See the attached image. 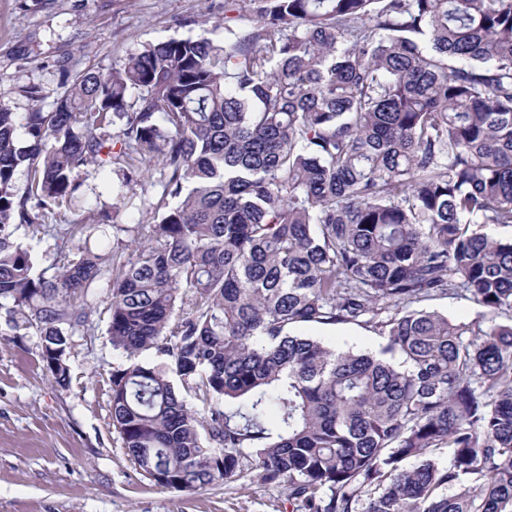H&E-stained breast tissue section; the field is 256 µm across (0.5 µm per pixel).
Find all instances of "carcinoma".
Returning <instances> with one entry per match:
<instances>
[{"mask_svg": "<svg viewBox=\"0 0 512 512\" xmlns=\"http://www.w3.org/2000/svg\"><path fill=\"white\" fill-rule=\"evenodd\" d=\"M155 159L156 223L128 258L78 246L33 271L14 231L80 240L48 223L80 168L128 186ZM491 226L512 229V0H224L222 46L87 68L50 112L0 103V301L65 387L64 327L92 312L74 299L109 278L112 425L161 489L512 512V233ZM450 293L478 317L421 307ZM337 325L384 343L306 334ZM306 333L323 339L330 346L361 351H375L381 343V338L374 330L358 326L315 327L307 329Z\"/></svg>", "mask_w": 512, "mask_h": 512, "instance_id": "carcinoma-1", "label": "carcinoma"}]
</instances>
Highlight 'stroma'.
Instances as JSON below:
<instances>
[{"label":"stroma","instance_id":"obj_1","mask_svg":"<svg viewBox=\"0 0 512 512\" xmlns=\"http://www.w3.org/2000/svg\"><path fill=\"white\" fill-rule=\"evenodd\" d=\"M204 36L224 42V0H0V103L23 114L50 111L67 89L64 70L109 73L145 46ZM41 90L40 100L26 94ZM153 164L139 184L119 172L81 168L71 210L60 222L85 226L88 246L125 253L147 237L146 209L160 190ZM110 211L113 223L99 221ZM35 270L61 266L56 237L21 227L14 234ZM92 330H70V383L58 386L41 360L35 329L15 328L0 307V512H291L286 493L257 480L194 492L154 487L126 455L112 425L110 377L119 359L108 335L109 291L89 290ZM327 344L377 350L369 328H312Z\"/></svg>","mask_w":512,"mask_h":512}]
</instances>
